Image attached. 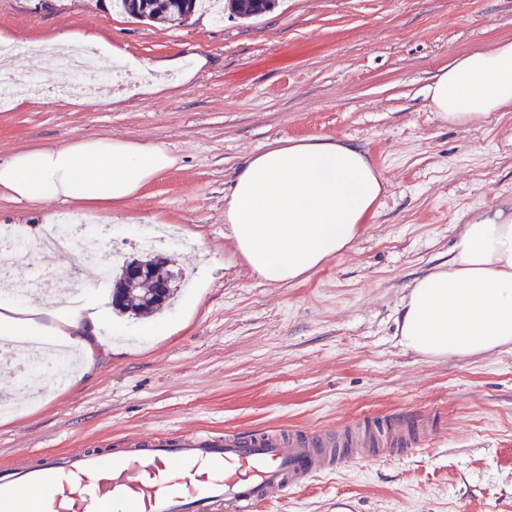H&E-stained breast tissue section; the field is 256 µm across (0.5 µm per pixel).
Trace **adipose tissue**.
I'll return each mask as SVG.
<instances>
[{
	"label": "adipose tissue",
	"mask_w": 512,
	"mask_h": 512,
	"mask_svg": "<svg viewBox=\"0 0 512 512\" xmlns=\"http://www.w3.org/2000/svg\"><path fill=\"white\" fill-rule=\"evenodd\" d=\"M441 120L466 124L512 107V41L471 53L429 88ZM176 164L152 142L89 138L35 146L0 161V193L17 202L126 204ZM387 183L362 149L326 138L288 139L250 157L226 196L224 220L236 254L270 283L308 274L359 235ZM97 314L66 313L47 342L83 349L93 365ZM397 331L428 357L512 348V216L465 225L447 263L416 278Z\"/></svg>",
	"instance_id": "1"
}]
</instances>
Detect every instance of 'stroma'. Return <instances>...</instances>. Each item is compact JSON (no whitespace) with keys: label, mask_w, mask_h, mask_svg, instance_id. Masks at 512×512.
Wrapping results in <instances>:
<instances>
[{"label":"stroma","mask_w":512,"mask_h":512,"mask_svg":"<svg viewBox=\"0 0 512 512\" xmlns=\"http://www.w3.org/2000/svg\"><path fill=\"white\" fill-rule=\"evenodd\" d=\"M95 32L143 65L112 63L88 97L30 64L33 101L0 105V160L15 150L108 136L177 159L116 230L152 222L194 240L160 249L186 279L157 315L110 314L76 382L0 416V468L63 448L116 447L147 431L286 427L319 432L366 416L432 415L423 446L351 460L256 512H512V350L428 359L396 320L412 281L447 261L463 225L512 212V109L458 126L428 88L466 55L512 40V0H275L262 16L140 22L113 0H0V37L22 55ZM205 58L197 66V58ZM351 141L387 180L350 248L286 284L232 253L224 195L245 160L281 139ZM70 205L0 198V225Z\"/></svg>","instance_id":"stroma-1"}]
</instances>
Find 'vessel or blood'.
I'll return each instance as SVG.
<instances>
[{
    "mask_svg": "<svg viewBox=\"0 0 512 512\" xmlns=\"http://www.w3.org/2000/svg\"><path fill=\"white\" fill-rule=\"evenodd\" d=\"M433 420L365 418L353 435L270 428L148 433L0 469V512H255L341 464L419 446Z\"/></svg>",
    "mask_w": 512,
    "mask_h": 512,
    "instance_id": "vessel-or-blood-1",
    "label": "vessel or blood"
}]
</instances>
